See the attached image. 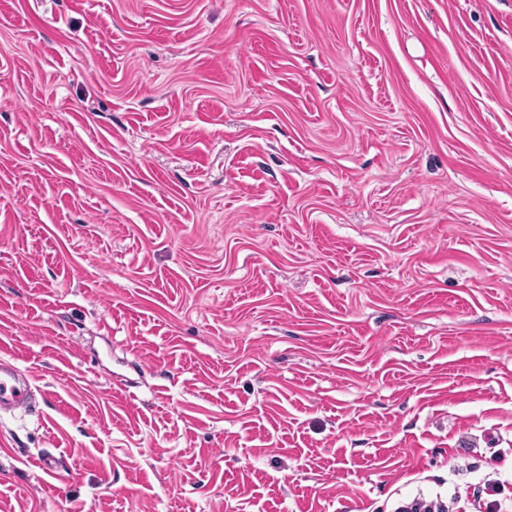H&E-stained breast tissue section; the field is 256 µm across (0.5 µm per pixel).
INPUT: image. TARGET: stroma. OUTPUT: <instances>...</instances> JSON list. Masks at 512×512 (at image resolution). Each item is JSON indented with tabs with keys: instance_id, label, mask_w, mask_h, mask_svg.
Returning a JSON list of instances; mask_svg holds the SVG:
<instances>
[{
	"instance_id": "stroma-1",
	"label": "stroma",
	"mask_w": 512,
	"mask_h": 512,
	"mask_svg": "<svg viewBox=\"0 0 512 512\" xmlns=\"http://www.w3.org/2000/svg\"><path fill=\"white\" fill-rule=\"evenodd\" d=\"M0 314V512H512V0H0ZM14 358L0 359V414L23 409L32 404L31 378L24 376L14 364Z\"/></svg>"
}]
</instances>
